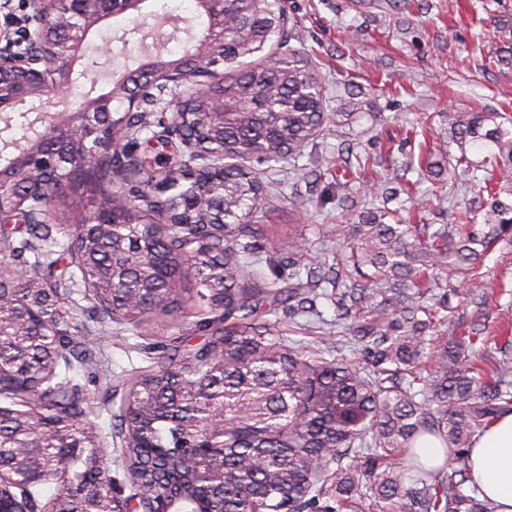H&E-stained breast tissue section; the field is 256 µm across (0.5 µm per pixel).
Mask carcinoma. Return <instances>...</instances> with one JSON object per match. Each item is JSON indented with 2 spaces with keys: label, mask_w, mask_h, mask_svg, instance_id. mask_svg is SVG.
<instances>
[{
  "label": "carcinoma",
  "mask_w": 512,
  "mask_h": 512,
  "mask_svg": "<svg viewBox=\"0 0 512 512\" xmlns=\"http://www.w3.org/2000/svg\"><path fill=\"white\" fill-rule=\"evenodd\" d=\"M215 10L224 26L206 25L208 59H197V42L177 57L148 54L110 91L113 125L135 146L150 110L128 108L152 73L183 61L195 74L223 60L215 92L224 95V123L209 119L208 96L171 99L184 114L174 137L158 120L165 156L98 153L83 167L49 139L42 196L21 206L13 199L27 196L29 183L14 169L17 149L5 147L37 139L23 123L27 113L3 119L0 512H27L43 498L51 512H112L101 438L69 377L86 363L71 337L75 312L42 274L64 258L75 267L70 287L118 324L172 318L198 300L211 314L199 322L209 332L201 347L181 352L173 337L174 354L130 382L138 400L114 428L138 507L177 500L194 512H496L469 485V452L475 436L512 411V339L488 348L478 319L445 342L434 333L458 296L451 281L477 310L486 307L482 260L512 242V126L497 112L446 114L448 141L497 150L483 178L492 183L483 223L463 213L448 224H391L393 211L374 205L336 225L343 248L330 261L309 260L303 243L289 242L295 282L280 288L252 259L258 214L279 173L317 136L325 87L317 65L291 45L299 30L283 0H252L245 13L238 0H221ZM494 23L503 45L491 63L512 68V12ZM272 41L275 52L243 62ZM17 117L27 130L20 140L9 136ZM254 163L264 169L248 172ZM454 169L462 181L480 179L465 155ZM60 182L99 196L97 210L55 228L28 223L31 207L54 209ZM404 193L420 212L437 197L409 180ZM54 229L68 238L60 252ZM190 277L193 293L183 287ZM324 283L352 360L328 361L324 349L275 335L265 319L286 300L294 315L313 312L306 303ZM425 436L450 450L458 468L422 462L415 448Z\"/></svg>",
  "instance_id": "obj_1"
}]
</instances>
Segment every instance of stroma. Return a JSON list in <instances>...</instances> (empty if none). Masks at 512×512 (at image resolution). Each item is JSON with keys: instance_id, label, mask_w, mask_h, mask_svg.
I'll use <instances>...</instances> for the list:
<instances>
[{"instance_id": "35a3bbf8", "label": "stroma", "mask_w": 512, "mask_h": 512, "mask_svg": "<svg viewBox=\"0 0 512 512\" xmlns=\"http://www.w3.org/2000/svg\"><path fill=\"white\" fill-rule=\"evenodd\" d=\"M428 9L412 8L398 14L388 0H285L288 13L301 32L300 48L319 63L328 86L337 80L352 82V93L329 97L327 112H346L350 119L339 126L328 122L308 150L324 166L335 167L336 146L348 140L355 150L375 156L379 176L393 177L406 158L421 147L435 154L467 152L474 160L488 150L460 149L446 142L442 115L464 112L479 105L512 116V69L488 66L498 41L494 19L499 10L512 9V0H428ZM138 17L122 14L94 27L78 73L74 102L87 93L102 94L133 66L142 53ZM360 32L348 45L349 30ZM325 185L307 187L286 180L277 197L261 213L267 238L262 258L279 260V287H287V241L299 237L312 252L330 257L337 249L332 233L346 217L336 199L327 198ZM500 287L485 311V333L501 335L512 323V246L497 247L485 261ZM75 341L90 353V360L73 374L75 384L91 401V419L104 434L108 458H118L122 440L111 433L115 415L126 408L129 379L134 369L151 365L163 354L161 319L139 329L116 323L96 332V312L83 300L77 311Z\"/></svg>"}]
</instances>
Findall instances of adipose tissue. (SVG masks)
<instances>
[{
	"label": "adipose tissue",
	"instance_id": "obj_1",
	"mask_svg": "<svg viewBox=\"0 0 512 512\" xmlns=\"http://www.w3.org/2000/svg\"><path fill=\"white\" fill-rule=\"evenodd\" d=\"M470 477L480 491L512 512V413L502 415L478 437L470 452Z\"/></svg>",
	"mask_w": 512,
	"mask_h": 512
}]
</instances>
